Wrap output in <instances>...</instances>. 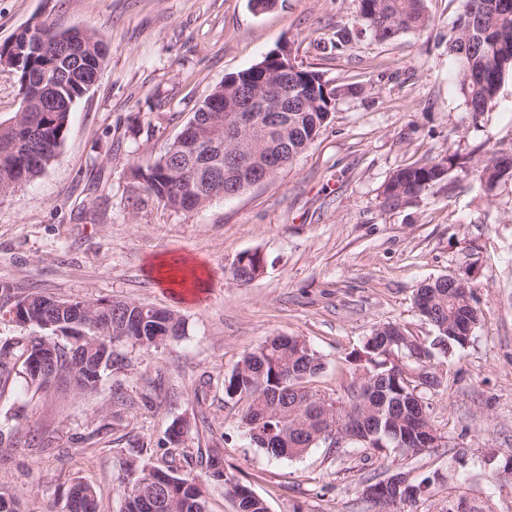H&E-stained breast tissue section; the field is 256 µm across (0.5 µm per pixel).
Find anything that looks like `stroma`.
<instances>
[{
  "mask_svg": "<svg viewBox=\"0 0 512 512\" xmlns=\"http://www.w3.org/2000/svg\"><path fill=\"white\" fill-rule=\"evenodd\" d=\"M426 7L427 28L383 43L356 34L355 0H276L262 11L252 0H0V44L46 23L89 30L108 47L59 158L0 196V286L18 296L130 298L185 322L166 346L121 348L124 366L91 396L62 380L39 391L18 375L0 383V490L25 512H66L76 480L95 487L97 512H122L121 464L132 457L205 477L210 512H236L223 484L206 477L215 448L270 512H379L362 489L397 472L460 475L410 512H448L452 500L465 512H512V488L491 480L512 452V183L489 193L468 170L512 148V78L472 116L448 55L458 2ZM282 45L341 90L313 145L269 182L191 213L137 198L131 167L162 153L225 77ZM445 156L458 162L444 181L410 206L383 208L394 170ZM253 251L262 275L233 281V263ZM163 253L202 264L208 287L179 302L151 271ZM464 272L480 322L431 400L434 448L322 444L275 459L250 443L241 404L224 393L245 351L302 337L327 362L315 387L345 397L363 337L388 322L431 336L415 290ZM176 422L183 436L173 444Z\"/></svg>",
  "mask_w": 512,
  "mask_h": 512,
  "instance_id": "1",
  "label": "stroma"
}]
</instances>
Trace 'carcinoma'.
<instances>
[{
	"mask_svg": "<svg viewBox=\"0 0 512 512\" xmlns=\"http://www.w3.org/2000/svg\"><path fill=\"white\" fill-rule=\"evenodd\" d=\"M356 18L361 29L380 42L395 40L405 31L426 27L429 16L424 0H356ZM453 33L448 38V55L457 65L460 93L469 112L475 116L490 109L497 99L506 74H512V6L502 0H459ZM40 31L54 39L73 34L89 44L94 54L75 58L67 73L58 78L59 92L52 98L36 93L35 87L19 81L20 108L8 119H0V195L14 191L43 172L60 153L69 115L86 92L84 75L98 69L106 56L105 43L86 30L59 32L42 24ZM16 68L19 75L51 74L57 61L52 49L29 50L16 60L11 42L0 45V66ZM288 81V94L300 100L288 113V126L261 125L246 134L251 155L270 169L269 178L293 164L310 147L329 122L334 101L340 94L329 87L322 74L299 65L273 77ZM206 153L171 148L156 157L146 158L131 167L138 187L148 196L173 209L188 212L201 208L220 196L224 183L233 174L224 171V155L238 147L237 132L220 131L211 136L198 129ZM288 151V163H278ZM512 149L487 153L472 168V173L488 191L512 182ZM449 158L432 159L422 164L397 168L383 183L382 204L391 207L414 203L427 188L443 181ZM420 314L432 326L431 340L420 339L397 323L377 326L360 347L351 353L354 380L347 400L340 401L320 393L312 382L326 368L323 357L305 340L273 336L247 351L230 375L224 378L228 398L251 396L240 418L251 442L275 458H297L320 444L317 434L341 428L362 440L348 447L370 445L378 450L423 451L434 447L440 436L431 417L421 416L418 401L430 398L447 387L444 364L466 347L461 336L475 329L479 311L472 303L468 285L454 290L443 278L419 286L413 296ZM13 303L18 308L14 322L36 326L52 336L6 337L0 339V374L17 371L29 386L38 389L50 379H35L26 362L36 354L54 355L56 372L70 375L75 357L73 343L53 340L55 336H79L88 362L100 366L91 373L81 372L76 393H96L103 378L119 369L124 358L115 353L118 344L139 348H158L184 334V322L173 311L131 299L100 298L95 301L56 299L38 292L24 296L5 295L0 308ZM126 478L122 486L123 512H203L207 507L204 480L190 474L179 475L137 459L124 462ZM209 476L222 481L225 490L237 499L238 512H269L266 501L224 471L223 457L215 451L209 456ZM170 477L172 491L165 493L158 475ZM434 479L425 477L397 489L411 502L431 492ZM67 502L81 512H96V491L82 481L73 483Z\"/></svg>",
	"mask_w": 512,
	"mask_h": 512,
	"instance_id": "obj_1",
	"label": "carcinoma"
}]
</instances>
